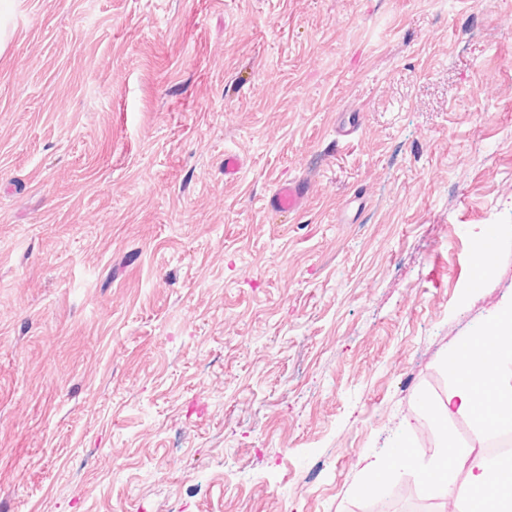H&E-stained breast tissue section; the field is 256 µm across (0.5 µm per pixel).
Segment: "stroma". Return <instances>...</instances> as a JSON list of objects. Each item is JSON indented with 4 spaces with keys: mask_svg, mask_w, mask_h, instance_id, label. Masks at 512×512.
<instances>
[{
    "mask_svg": "<svg viewBox=\"0 0 512 512\" xmlns=\"http://www.w3.org/2000/svg\"><path fill=\"white\" fill-rule=\"evenodd\" d=\"M8 28L0 512H448L422 468L477 434L424 405L512 300V0H12ZM308 194L305 179L289 180L280 183L268 201V207L275 213H298ZM403 453L401 455H389L384 458L377 459L366 466L367 470V485H375L383 483L387 480L390 474L400 468L404 462Z\"/></svg>",
    "mask_w": 512,
    "mask_h": 512,
    "instance_id": "obj_1",
    "label": "stroma"
}]
</instances>
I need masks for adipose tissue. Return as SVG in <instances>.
<instances>
[{
    "label": "adipose tissue",
    "instance_id": "1",
    "mask_svg": "<svg viewBox=\"0 0 512 512\" xmlns=\"http://www.w3.org/2000/svg\"><path fill=\"white\" fill-rule=\"evenodd\" d=\"M451 385L439 417L470 418L479 436L512 430V308L499 313L477 334L458 339L446 360ZM472 451L457 445L442 432L422 474L427 493L447 487L457 477L465 479L468 512H512V466L491 469L473 461Z\"/></svg>",
    "mask_w": 512,
    "mask_h": 512
}]
</instances>
